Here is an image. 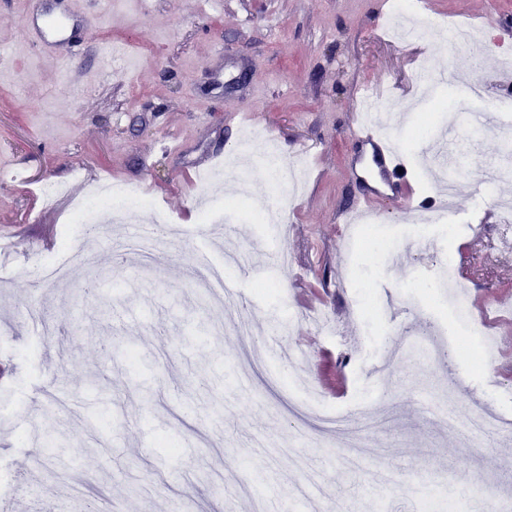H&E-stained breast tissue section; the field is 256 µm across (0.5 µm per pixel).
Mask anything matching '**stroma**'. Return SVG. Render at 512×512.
I'll return each mask as SVG.
<instances>
[{
	"label": "stroma",
	"mask_w": 512,
	"mask_h": 512,
	"mask_svg": "<svg viewBox=\"0 0 512 512\" xmlns=\"http://www.w3.org/2000/svg\"><path fill=\"white\" fill-rule=\"evenodd\" d=\"M64 2L80 26L43 52L21 31L30 0H0V467L15 476L0 512H80L94 497L118 512H329L330 499L344 512H481L485 488L512 503V440L473 448L441 422L479 399L512 407V254L492 246L508 186L470 192L512 168V126L465 132L458 87L436 84L426 104L414 82L465 71L510 111L512 84L446 35L390 39L394 0ZM411 4L447 32L512 42V0ZM364 88L380 108L412 102L386 133L408 175L378 199L352 133ZM247 146L307 166L268 231L219 177ZM438 169L455 177L457 213L481 209L483 228L435 249L400 230L414 219L406 199L435 191ZM105 180L140 184L180 234L145 265L125 246L141 211L99 223L87 240L111 276L88 297L82 264L52 281L42 268L73 232L74 199ZM41 183L70 193L44 204ZM212 203L222 222H191ZM364 203L376 245L361 252L344 240L345 214ZM273 248L285 264L268 266ZM224 250L242 261L236 292L201 299L184 271ZM450 266L495 339L492 376L407 346L387 379L368 348L451 315ZM30 308L52 333H33ZM274 340L284 361L265 352ZM299 373L344 413L339 429L297 412ZM363 405L391 416L366 428Z\"/></svg>",
	"instance_id": "1"
}]
</instances>
